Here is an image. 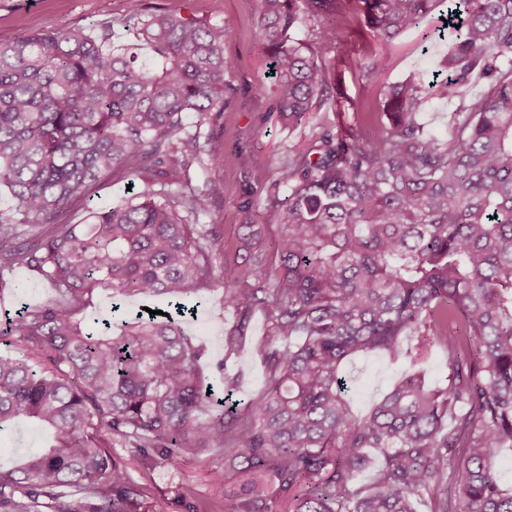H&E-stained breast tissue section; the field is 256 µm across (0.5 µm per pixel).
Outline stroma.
Returning a JSON list of instances; mask_svg holds the SVG:
<instances>
[{"label":"stroma","instance_id":"obj_1","mask_svg":"<svg viewBox=\"0 0 512 512\" xmlns=\"http://www.w3.org/2000/svg\"><path fill=\"white\" fill-rule=\"evenodd\" d=\"M130 0H0V40L7 41L28 34L32 23L48 29L83 28L92 30L122 18L130 9ZM139 9L150 13L168 11L207 22L231 21L232 29L224 45L230 62L226 75L232 91L224 100V117L220 126L211 128L213 150L205 165H193L189 175L200 185L211 176L224 182V195L201 216L204 224L224 228V258L233 260V245L241 222V207L252 202L261 208L263 190L275 177L273 157L286 150L305 145L310 127H294L270 114L269 97L257 96L255 84L264 79L267 56L256 36L258 0H139ZM447 9L440 0L435 12L420 26L397 39L391 50L387 80L391 83L414 77L431 81L447 41L439 37L441 13ZM336 86L338 108L330 112L332 126L354 124L360 113L378 111L381 91L371 69L378 60V41L365 22L348 24L336 44ZM130 180L117 173L107 179L89 207H77L62 216L65 224L83 223L88 208H100L130 201ZM14 288L0 297V323L22 304H39L52 298L50 283L25 268L13 274ZM200 313L188 331L208 347L204 371H215L224 356V329L233 320L225 310L223 293L215 289L201 293ZM407 370L401 361L381 353L359 356L344 366L348 396L357 414L368 413L375 400ZM45 433L23 425L0 433V468L14 466L18 455L30 448L44 446ZM113 457L125 463L131 480L141 492L139 512H227L230 494L237 492L240 478L225 476L223 482L212 481L211 453H203L172 469L161 460L145 465L130 458L126 449L116 448Z\"/></svg>","mask_w":512,"mask_h":512}]
</instances>
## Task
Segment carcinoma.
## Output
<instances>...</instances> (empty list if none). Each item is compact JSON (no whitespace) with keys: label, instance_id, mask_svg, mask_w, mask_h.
Returning <instances> with one entry per match:
<instances>
[{"label":"carcinoma","instance_id":"1","mask_svg":"<svg viewBox=\"0 0 512 512\" xmlns=\"http://www.w3.org/2000/svg\"><path fill=\"white\" fill-rule=\"evenodd\" d=\"M439 0H259L256 30L270 59L273 111L304 125L338 103L335 49L349 16L364 12L389 45ZM459 25L429 85H383V105L333 133L314 125L303 149L275 158L261 223L276 225L262 261V231L245 212L236 261H220L224 228L200 224L224 194L214 176L186 182L210 135L183 132L195 112L224 115V43L231 22L135 8L124 26L159 66L95 31L47 30L0 41V294L19 268L39 272L54 300L23 307L0 340V431L18 421L51 443L0 470V512H137L138 490L109 449L169 465L216 448L212 473L244 481L229 512H512L498 452L512 449V0H448ZM306 31L303 38L296 31ZM486 89L466 97L472 78ZM458 102L446 139L418 117L432 96ZM138 181L135 200L60 224L112 170ZM112 291V317L86 322L93 293ZM223 289L226 396L200 379L203 342L186 333L185 300ZM167 310L129 314L134 297ZM265 368L261 393L229 403L241 374L229 362L251 340ZM413 336V346L404 337ZM448 354L444 381L422 365ZM370 353L403 358L405 372L364 416L341 374ZM379 451L373 483L355 484L366 449Z\"/></svg>","mask_w":512,"mask_h":512}]
</instances>
